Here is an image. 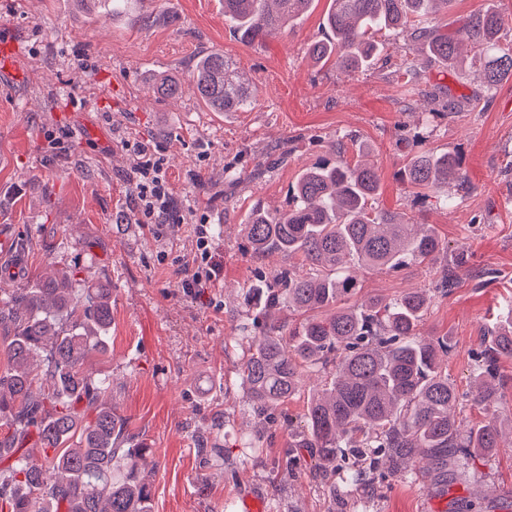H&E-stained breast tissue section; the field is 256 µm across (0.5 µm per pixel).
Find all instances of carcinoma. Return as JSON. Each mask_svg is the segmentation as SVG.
<instances>
[{
  "instance_id": "carcinoma-1",
  "label": "carcinoma",
  "mask_w": 512,
  "mask_h": 512,
  "mask_svg": "<svg viewBox=\"0 0 512 512\" xmlns=\"http://www.w3.org/2000/svg\"><path fill=\"white\" fill-rule=\"evenodd\" d=\"M313 0H224V18L244 43L263 40L300 17ZM451 0H332L328 33L308 46L317 63L346 74L368 71L383 51L376 35L413 27L425 55L450 65L469 49L483 59V84L494 91L512 77V45L501 43L502 15L479 10L454 34L430 24ZM406 91L421 73L407 64ZM195 93L212 112L250 105L255 88L222 52L201 55L192 69ZM173 97L172 79L151 84ZM412 193L428 198L443 187L470 188L455 152L413 151L400 173ZM380 174L368 162L323 159L302 169L288 188V207L260 206L242 224L254 256L299 257L292 266L249 286L262 331L242 364L255 414L277 422L280 405L301 395L307 372L326 375L307 399L303 423L287 424L285 470L296 475L298 457L314 460L331 505L357 485L390 475L410 478L419 457L429 460L442 486L502 447L499 415L506 398L499 365L512 361V314L488 332L475 357L470 388L448 379L449 336L424 338L420 323L431 296L415 289L389 301L355 300L357 270L398 271L441 264L435 291L448 295L468 257L448 254L433 226L378 208ZM60 268L36 288L0 292V512H153L151 448L126 430L116 404L105 401L112 382L87 366L104 356L112 322L110 283L89 284ZM288 309L305 314L295 327L279 321ZM481 410L486 420L467 427L460 413Z\"/></svg>"
}]
</instances>
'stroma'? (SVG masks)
I'll list each match as a JSON object with an SVG mask.
<instances>
[{
    "label": "stroma",
    "mask_w": 512,
    "mask_h": 512,
    "mask_svg": "<svg viewBox=\"0 0 512 512\" xmlns=\"http://www.w3.org/2000/svg\"><path fill=\"white\" fill-rule=\"evenodd\" d=\"M160 21L144 22L147 9ZM331 0L311 8L280 34L241 42L224 19V0H0V40L19 45L12 70L0 71V226L17 232V249L0 266H18L3 288H28L51 268L79 266L86 279L108 278L112 325L95 372L112 381L127 431L143 439L156 464L154 512H236L247 495L267 512H327L329 498L302 459L296 478L283 474L288 435L262 429L241 383L251 339L240 332L243 293L259 272L288 266L287 257L245 250L241 223L253 206L286 207L298 172L327 157L335 140L344 159L366 151L381 174L379 208L434 225L449 250L470 256L448 296L435 293L438 268L360 270V297L393 299L411 289L434 296L420 331L449 336L448 377L466 390L484 336L512 307V79L485 93L471 63L453 70L428 60L409 31L387 32L373 69L348 75L306 54L324 38ZM512 18V0H453L435 15L457 30L471 12ZM224 52L257 87L237 112H212L191 78L197 57ZM423 71L419 93L396 75L404 61ZM177 75L181 92L155 96L151 76ZM467 108L446 115L437 89ZM156 146L168 160L176 211L163 230L139 221L135 143ZM456 151L471 190L449 205L418 200L396 173L413 145ZM234 170L228 185L225 170ZM210 224L213 255L224 267L205 296L185 294L180 269L194 253L192 226ZM492 269L496 281L480 285ZM263 432L264 452L246 447ZM198 433L223 448L199 454ZM512 491V446L477 462L469 479L440 487L430 471L359 487L361 512H449L450 501L481 492L485 512H499V490Z\"/></svg>",
    "instance_id": "stroma-1"
}]
</instances>
